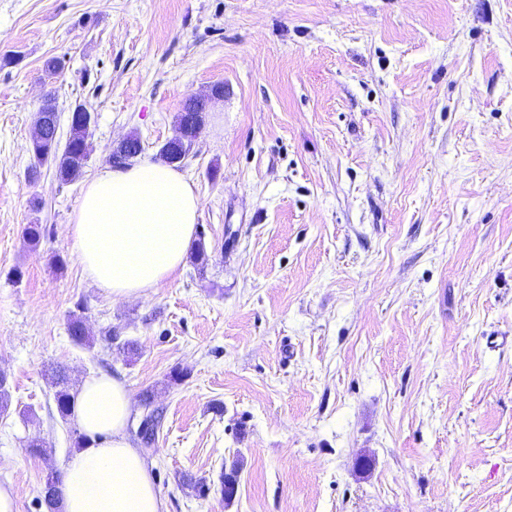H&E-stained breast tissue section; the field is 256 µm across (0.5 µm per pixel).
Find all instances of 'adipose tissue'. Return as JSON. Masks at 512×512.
Instances as JSON below:
<instances>
[{
	"instance_id": "ef3b65f1",
	"label": "adipose tissue",
	"mask_w": 512,
	"mask_h": 512,
	"mask_svg": "<svg viewBox=\"0 0 512 512\" xmlns=\"http://www.w3.org/2000/svg\"><path fill=\"white\" fill-rule=\"evenodd\" d=\"M200 198L174 167L104 168L83 187L70 234L83 270L115 299L163 287L186 261ZM131 397L123 381L88 376L73 418L88 441L66 465L63 512H167L151 470L126 435Z\"/></svg>"
}]
</instances>
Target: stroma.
Instances as JSON below:
<instances>
[{
  "label": "stroma",
  "mask_w": 512,
  "mask_h": 512,
  "mask_svg": "<svg viewBox=\"0 0 512 512\" xmlns=\"http://www.w3.org/2000/svg\"><path fill=\"white\" fill-rule=\"evenodd\" d=\"M48 93L94 113L71 183L30 151ZM191 97L206 110L181 172L208 263L112 298L67 234L83 182L133 133L159 161ZM54 368L73 390L123 380L135 447L152 393L168 512H512V0H0V486L17 512H45L81 435Z\"/></svg>",
  "instance_id": "35a3bbf8"
}]
</instances>
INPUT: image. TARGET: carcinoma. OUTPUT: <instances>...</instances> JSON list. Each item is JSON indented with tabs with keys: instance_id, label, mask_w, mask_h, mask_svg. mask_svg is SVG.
Here are the masks:
<instances>
[{
	"instance_id": "carcinoma-1",
	"label": "carcinoma",
	"mask_w": 512,
	"mask_h": 512,
	"mask_svg": "<svg viewBox=\"0 0 512 512\" xmlns=\"http://www.w3.org/2000/svg\"><path fill=\"white\" fill-rule=\"evenodd\" d=\"M55 105L54 95L47 94L43 101L45 111L40 113L37 120L43 122L45 135L39 141L32 144L31 152L39 162H50L56 168L58 178L63 182H72L81 174V170L87 160L86 141L89 136L90 125L87 122L85 113L81 107L73 109L71 115L70 135L64 150H59L52 113L48 108ZM68 333L71 339L80 344L90 343V337L85 326L82 315L72 314L68 322ZM53 383L57 387L55 398L58 412L62 417L69 416L71 412L72 396L66 386V377L57 374L53 377ZM160 421L149 412L142 420L139 427V435L145 444L155 440ZM240 464L233 461L228 471L221 476V493L227 499H232L237 492L238 473ZM63 474L59 471H52L47 475L43 487L42 503L48 512H55L59 501V486L62 483Z\"/></svg>"
}]
</instances>
